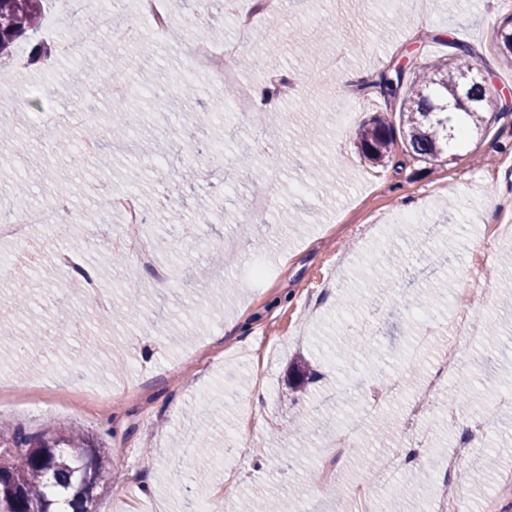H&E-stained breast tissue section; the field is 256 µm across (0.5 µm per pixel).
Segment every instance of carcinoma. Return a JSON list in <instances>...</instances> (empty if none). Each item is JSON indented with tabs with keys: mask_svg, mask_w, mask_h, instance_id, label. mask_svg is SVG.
Returning <instances> with one entry per match:
<instances>
[{
	"mask_svg": "<svg viewBox=\"0 0 512 512\" xmlns=\"http://www.w3.org/2000/svg\"><path fill=\"white\" fill-rule=\"evenodd\" d=\"M45 0H0V57L12 52L16 41L38 28ZM454 52L441 63L413 72L409 84L405 68L381 73V85L396 97L405 88L398 123L376 116L357 133L359 155L373 164L392 156L401 142L407 152L435 161L455 149L471 132L488 130L486 115L497 100L482 81L464 82L482 57L468 44L451 40ZM496 53L512 64V26L497 31ZM105 451L93 435L72 426L30 434L22 427H0V512H87L93 495L86 481L111 476Z\"/></svg>",
	"mask_w": 512,
	"mask_h": 512,
	"instance_id": "obj_1",
	"label": "carcinoma"
}]
</instances>
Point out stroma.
I'll list each match as a JSON object with an SVG mask.
<instances>
[{"mask_svg":"<svg viewBox=\"0 0 512 512\" xmlns=\"http://www.w3.org/2000/svg\"><path fill=\"white\" fill-rule=\"evenodd\" d=\"M180 0H169V37L145 32L125 49L123 77L130 138L114 130L111 57L101 36L81 58L60 57L47 71L16 63L20 53L54 34L64 43L96 24L79 14L55 21L56 0H47L37 31L0 60L8 91H27L29 106L0 108V203L10 202L19 172L44 171L17 213L46 209L65 196L82 215L77 223L32 224L35 254L0 240V386L15 399L0 407V424L38 433L45 427L78 426L105 448L112 471L89 512H193L197 484L207 485L220 512H241L254 497L280 503L307 500L308 512H356L350 490L370 485L383 512H422L427 500L459 492L472 512H512V266L501 264L504 243L483 235L486 224L512 222V67L493 51L497 26L512 16V0H283L280 11L256 20L250 58L238 81L254 86L287 80L293 94L277 105L280 121L240 126L235 102L225 100L188 53L191 40L209 38V15L221 17V42L235 35L231 0H209L208 16L188 24ZM341 20L338 28L325 24ZM469 43L484 59L482 76L499 100L489 133L468 143L464 155L425 163L399 148L384 165L360 159L356 132L372 116H397L400 101L372 84L395 60L414 67L447 58L450 39ZM340 70L363 73L346 85ZM159 82L169 92L168 112L155 109L146 88ZM68 95H51L57 83ZM340 112L352 125L336 123ZM197 116L199 138L221 151L192 159L178 151L184 119ZM96 124L99 154H110L102 171L84 159L70 184L48 173L59 168L61 139L77 141ZM238 126L232 139L224 129ZM272 188L270 206L247 210L258 190ZM135 192L150 212L148 232L156 265L129 256L105 271L121 214L93 211L94 200ZM499 196L494 210L488 196ZM206 200L215 212L200 222ZM12 202V201H11ZM235 242L229 266L212 264L225 238ZM86 242L72 249L74 239ZM76 252L99 288L121 308L127 288L148 284L136 312L102 316L81 281L48 256ZM256 257L270 278L251 282L243 270ZM450 297L480 288L468 301L479 315L481 339L473 343L459 374L468 383L464 400L449 404L445 388L430 392L428 414L412 416L413 386H426L448 361L455 315ZM363 295L364 307L345 316L344 295ZM434 306L431 351L404 366L421 322L415 309ZM41 328L39 350H30L22 323ZM357 336L379 344L376 376L360 361L338 365V345ZM313 372L298 380L297 359ZM401 378L398 394L382 398L372 427L357 447L340 442L350 401L378 393L387 379ZM496 411V447L456 450L455 440L478 428L486 408ZM286 434L284 448H266L271 430ZM231 444L229 453L205 454L204 441ZM182 455L167 456L172 443ZM425 447L402 494L389 495V473L372 462L375 451L399 454ZM457 454L454 471L443 460ZM150 494H143V487Z\"/></svg>","mask_w":512,"mask_h":512,"instance_id":"obj_1","label":"stroma"}]
</instances>
